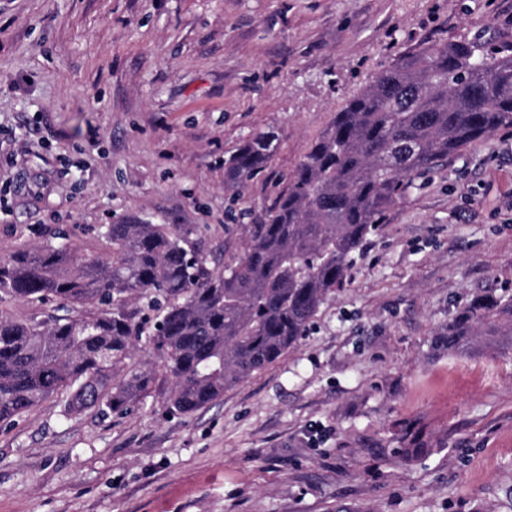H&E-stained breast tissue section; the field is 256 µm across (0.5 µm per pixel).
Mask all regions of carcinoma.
I'll use <instances>...</instances> for the list:
<instances>
[{
  "label": "carcinoma",
  "instance_id": "cac0c4a2",
  "mask_svg": "<svg viewBox=\"0 0 512 512\" xmlns=\"http://www.w3.org/2000/svg\"><path fill=\"white\" fill-rule=\"evenodd\" d=\"M506 126L512 45L424 42L344 101L288 187L240 225L244 253L223 271L197 255L194 227L138 219L104 227L109 258L78 255L59 233L0 257V296L95 308L0 317V424L60 392L73 409L127 412L154 381L150 367L122 372L145 332L173 380L169 410L189 415L213 404L298 345L411 177ZM275 149L272 132L245 139L224 161V186H244ZM480 329L512 336V299L475 300L437 341L462 355Z\"/></svg>",
  "mask_w": 512,
  "mask_h": 512
}]
</instances>
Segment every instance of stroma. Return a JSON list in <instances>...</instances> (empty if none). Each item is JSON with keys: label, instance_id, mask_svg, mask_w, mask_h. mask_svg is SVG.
<instances>
[{"label": "stroma", "instance_id": "1", "mask_svg": "<svg viewBox=\"0 0 512 512\" xmlns=\"http://www.w3.org/2000/svg\"><path fill=\"white\" fill-rule=\"evenodd\" d=\"M512 43V0H0V257L102 225L192 224L239 257L224 162L278 136L240 188L262 213L340 105L426 41ZM512 296V127L422 176L298 346L214 404L131 411L67 394L0 426V512H512V336L435 338ZM428 450L400 458L398 438Z\"/></svg>", "mask_w": 512, "mask_h": 512}]
</instances>
